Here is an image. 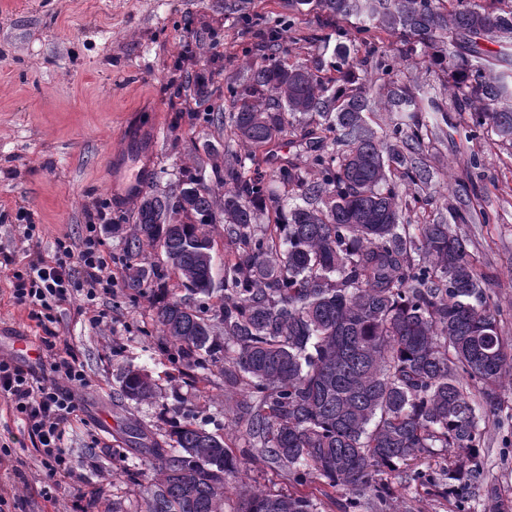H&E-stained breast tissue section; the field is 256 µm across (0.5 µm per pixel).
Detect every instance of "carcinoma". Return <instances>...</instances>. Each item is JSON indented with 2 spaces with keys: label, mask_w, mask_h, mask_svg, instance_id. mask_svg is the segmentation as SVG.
I'll return each instance as SVG.
<instances>
[{
  "label": "carcinoma",
  "mask_w": 512,
  "mask_h": 512,
  "mask_svg": "<svg viewBox=\"0 0 512 512\" xmlns=\"http://www.w3.org/2000/svg\"><path fill=\"white\" fill-rule=\"evenodd\" d=\"M298 4L335 31L322 38L334 62L291 64L275 51L245 66L247 77L227 87L234 110L224 124L245 156L218 178L222 193L188 171L177 191L141 195L121 257L130 284L158 285L156 321L174 364L207 370L222 361L225 393L251 389V447L290 475L307 470L330 499L344 492L343 512L367 502L400 512L398 490L412 487L448 500L449 512H466L471 500L485 512H512L479 464L481 423L512 386V339L501 335L485 282L451 229L459 210L410 223L433 178L424 140L448 119L423 84L400 78L394 58L378 51L384 37L399 38L405 58L447 74L456 111L469 113L465 138L489 127L512 149V0ZM377 112L390 114L382 135ZM289 117L312 119L319 136L306 141L308 166L280 171L275 196L246 162L279 139ZM282 201L288 211L259 223ZM219 215L236 244L224 295L192 306L182 292L215 293L208 227ZM148 248L163 264L141 265ZM120 392L140 403L156 397L157 384L128 366ZM173 411L183 420L167 439L137 449L150 482L124 469L139 488L138 512H224L241 459L190 411ZM240 512L316 510L306 495L251 491Z\"/></svg>",
  "instance_id": "carcinoma-1"
}]
</instances>
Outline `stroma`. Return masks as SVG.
<instances>
[{
  "label": "stroma",
  "instance_id": "35a3bbf8",
  "mask_svg": "<svg viewBox=\"0 0 512 512\" xmlns=\"http://www.w3.org/2000/svg\"><path fill=\"white\" fill-rule=\"evenodd\" d=\"M326 32L320 14L294 0H0V249L20 260L35 250L50 257L61 240L79 249L93 224L117 259L124 235L114 225L132 224L136 208L130 179L146 167V190L169 192L189 165L215 180L242 148L223 126L203 121L204 109L231 111L227 85L242 79L245 63L266 60L269 36L303 61ZM468 119L449 112L443 134L425 145L434 177L426 208L410 218L445 213L479 185L477 205L492 221L465 206L456 230L488 281L502 333L512 336V150L488 130L460 138L457 129ZM302 135L301 126H287L278 150L256 154L269 180L287 162L307 164ZM21 209L31 215L33 234L16 219ZM112 271L114 291L97 301L107 321L90 322L78 291L53 308L47 326L15 302L10 275L0 271V328L30 337L44 361L43 337L53 332L83 366L88 383L74 390L81 412L66 430L64 450L85 490L100 491L91 505L54 486L24 421L0 399V512H137L139 490L127 483L116 451L127 447L131 423L164 439L178 401L242 452L247 488L303 494L318 512H341L340 499L324 497L319 482L284 478L248 452L240 412L247 391L225 398L216 369L197 371L188 383L176 379L170 353L146 337L154 329L149 288H128L118 262ZM129 365L152 375L156 399H121L118 377ZM502 397L507 409L487 422L479 461L485 477L512 497V390Z\"/></svg>",
  "mask_w": 512,
  "mask_h": 512
}]
</instances>
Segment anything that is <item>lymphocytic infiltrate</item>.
I'll return each mask as SVG.
<instances>
[{
    "label": "lymphocytic infiltrate",
    "instance_id": "obj_1",
    "mask_svg": "<svg viewBox=\"0 0 512 512\" xmlns=\"http://www.w3.org/2000/svg\"><path fill=\"white\" fill-rule=\"evenodd\" d=\"M86 230L79 251L63 245L53 257H31L20 270L11 253L0 251V268L12 273L14 298L33 316L42 317L54 306L70 301L79 286L85 287L90 301L98 294L111 293L116 283L112 259L102 250L95 225H87ZM50 369L55 379L46 382L37 379L33 368L0 359V396L23 415L29 438L43 450L42 463L49 478L56 485L74 490L78 476L62 450V441L79 410L72 388L85 384L86 375L68 347L53 354Z\"/></svg>",
    "mask_w": 512,
    "mask_h": 512
}]
</instances>
